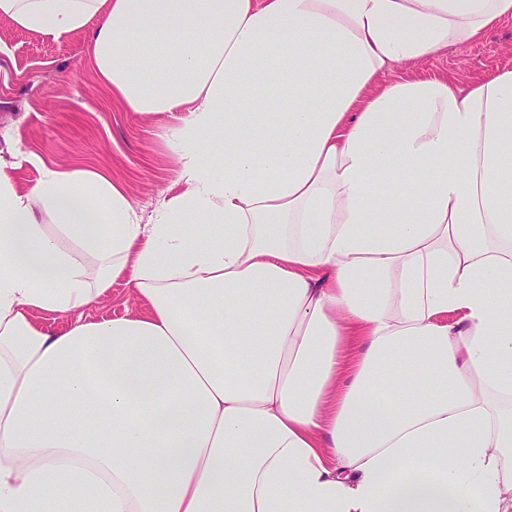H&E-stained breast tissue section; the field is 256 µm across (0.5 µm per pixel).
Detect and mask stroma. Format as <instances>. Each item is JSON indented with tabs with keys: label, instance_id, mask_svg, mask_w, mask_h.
<instances>
[{
	"label": "stroma",
	"instance_id": "obj_1",
	"mask_svg": "<svg viewBox=\"0 0 512 512\" xmlns=\"http://www.w3.org/2000/svg\"><path fill=\"white\" fill-rule=\"evenodd\" d=\"M512 66V19L480 43L451 46L393 68L388 80L456 78L475 83ZM175 112H130L101 84L87 33L53 38L0 17V160L18 189L42 169H93L125 185L143 223L179 193Z\"/></svg>",
	"mask_w": 512,
	"mask_h": 512
}]
</instances>
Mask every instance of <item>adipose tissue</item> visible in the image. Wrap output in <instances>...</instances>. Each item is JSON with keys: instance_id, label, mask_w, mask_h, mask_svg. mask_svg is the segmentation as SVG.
Here are the masks:
<instances>
[{"instance_id": "obj_1", "label": "adipose tissue", "mask_w": 512, "mask_h": 512, "mask_svg": "<svg viewBox=\"0 0 512 512\" xmlns=\"http://www.w3.org/2000/svg\"><path fill=\"white\" fill-rule=\"evenodd\" d=\"M0 16L93 26L102 85L180 113L183 159L149 224L102 172L24 192L0 161V512H512V67L384 80L512 0ZM118 280L142 311L85 320Z\"/></svg>"}]
</instances>
